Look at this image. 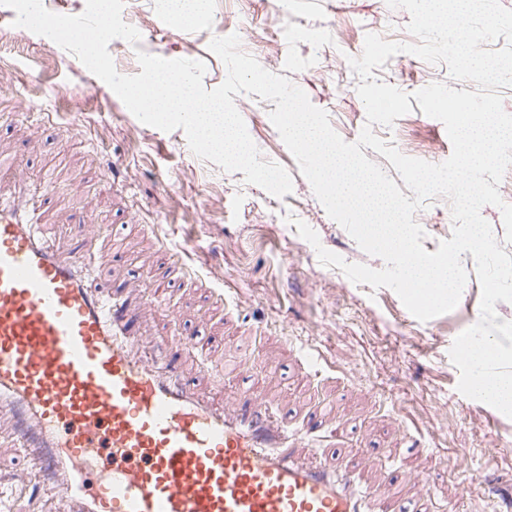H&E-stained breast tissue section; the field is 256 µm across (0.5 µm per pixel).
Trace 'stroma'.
Segmentation results:
<instances>
[{"label": "stroma", "instance_id": "stroma-1", "mask_svg": "<svg viewBox=\"0 0 512 512\" xmlns=\"http://www.w3.org/2000/svg\"><path fill=\"white\" fill-rule=\"evenodd\" d=\"M14 18L0 6V163L23 167L30 194L46 197L45 244L92 252L91 281L121 291L151 272L139 330L155 338L153 355L165 356L172 331L194 336L178 355L184 379L217 403L225 392L258 385L291 425L335 440L337 466H354L371 449L376 464L363 472L367 483L387 479L392 461L422 474L432 497L417 512H512V418L459 393L449 357L454 339L480 318L471 253L461 256L468 281L455 309L417 320L392 289L357 285L323 266L299 235L302 221L346 262L385 266L328 216L270 120L275 103L256 94L234 98L262 161L292 177L291 194L281 198L195 156L183 129L141 123L75 55L14 26ZM122 18L141 40L109 44L121 74L139 73L142 50L203 61V84L214 89L227 69L209 43L236 33L243 52L304 90L348 142L366 123L349 57L360 56L369 33L413 40L409 13L386 0H209L189 26L175 23L160 0H125ZM375 75L407 93L432 82L475 88L452 81L446 64L407 53L388 58ZM373 132L430 163L452 153L444 124L418 108ZM414 219L426 251L451 239L446 197L429 199ZM88 224L103 227L93 248L84 238ZM309 341L322 353L318 374L301 352ZM251 352L262 358L259 372H233ZM222 365L229 373L215 374ZM10 425L9 412L0 413V512H57L54 490L18 451Z\"/></svg>", "mask_w": 512, "mask_h": 512}]
</instances>
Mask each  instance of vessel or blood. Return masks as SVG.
<instances>
[{
	"instance_id": "b4317fda",
	"label": "vessel or blood",
	"mask_w": 512,
	"mask_h": 512,
	"mask_svg": "<svg viewBox=\"0 0 512 512\" xmlns=\"http://www.w3.org/2000/svg\"><path fill=\"white\" fill-rule=\"evenodd\" d=\"M85 266L0 195V404L60 512H388L392 488L300 462L308 433L256 392L212 406L176 369L182 332L149 358L136 309Z\"/></svg>"
}]
</instances>
